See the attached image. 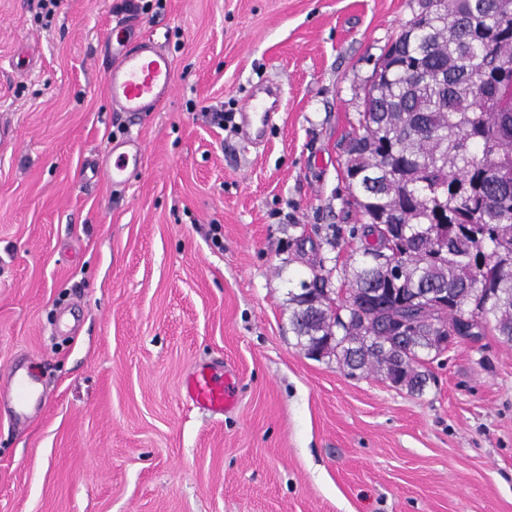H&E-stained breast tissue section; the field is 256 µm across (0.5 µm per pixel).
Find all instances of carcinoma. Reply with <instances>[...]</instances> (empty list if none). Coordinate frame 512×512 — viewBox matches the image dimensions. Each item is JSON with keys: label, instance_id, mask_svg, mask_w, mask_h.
Segmentation results:
<instances>
[{"label": "carcinoma", "instance_id": "obj_1", "mask_svg": "<svg viewBox=\"0 0 512 512\" xmlns=\"http://www.w3.org/2000/svg\"><path fill=\"white\" fill-rule=\"evenodd\" d=\"M377 67L345 150L368 221L346 295L315 273L288 292L289 323L348 375L421 392L434 327L512 341V0H422Z\"/></svg>", "mask_w": 512, "mask_h": 512}]
</instances>
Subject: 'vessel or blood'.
I'll use <instances>...</instances> for the list:
<instances>
[{"mask_svg":"<svg viewBox=\"0 0 512 512\" xmlns=\"http://www.w3.org/2000/svg\"><path fill=\"white\" fill-rule=\"evenodd\" d=\"M112 109L131 115L154 111L173 91V63L170 56L150 41L142 40L123 48L107 70ZM117 155L107 164L105 174L115 187L126 185L143 164V151L138 140L130 138L114 143ZM183 397L190 405L211 415L220 416L231 410L236 401L233 375L216 374L210 367H194L182 384ZM0 399L8 400L14 418L26 416L33 406L42 405L46 396L36 387L33 375L12 368L8 383L0 388Z\"/></svg>","mask_w":512,"mask_h":512,"instance_id":"vessel-or-blood-1","label":"vessel or blood"}]
</instances>
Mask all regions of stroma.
<instances>
[{"label":"stroma","instance_id":"stroma-1","mask_svg":"<svg viewBox=\"0 0 512 512\" xmlns=\"http://www.w3.org/2000/svg\"><path fill=\"white\" fill-rule=\"evenodd\" d=\"M415 0H0V512H512V344L493 326L424 362L423 392L348 376L288 324V291L346 261L344 176L373 71ZM151 34L174 91L128 121L105 46ZM279 91L249 143L238 116ZM214 110L231 113L212 125ZM136 137L122 192L97 170ZM336 229L327 245L328 227ZM238 405H187L195 365ZM0 399L8 400L11 414L19 419L26 416L32 407L41 409L46 396L37 390L36 379L32 374L22 373L20 367L14 366L9 373L7 385L0 389Z\"/></svg>","mask_w":512,"mask_h":512}]
</instances>
